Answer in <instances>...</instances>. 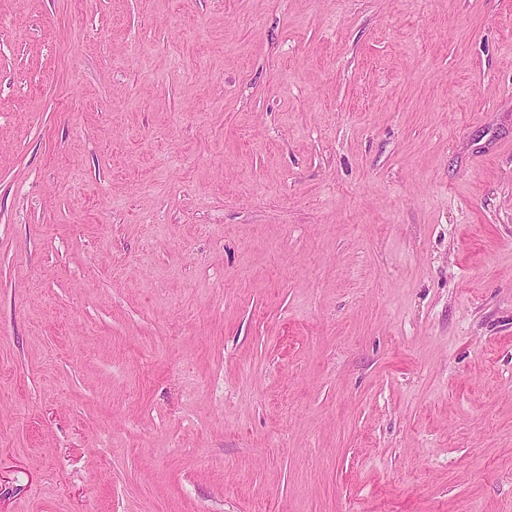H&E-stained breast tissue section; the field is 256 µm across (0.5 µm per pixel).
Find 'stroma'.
<instances>
[{"label":"stroma","instance_id":"35a3bbf8","mask_svg":"<svg viewBox=\"0 0 512 512\" xmlns=\"http://www.w3.org/2000/svg\"><path fill=\"white\" fill-rule=\"evenodd\" d=\"M0 512H512V0H0Z\"/></svg>","mask_w":512,"mask_h":512}]
</instances>
